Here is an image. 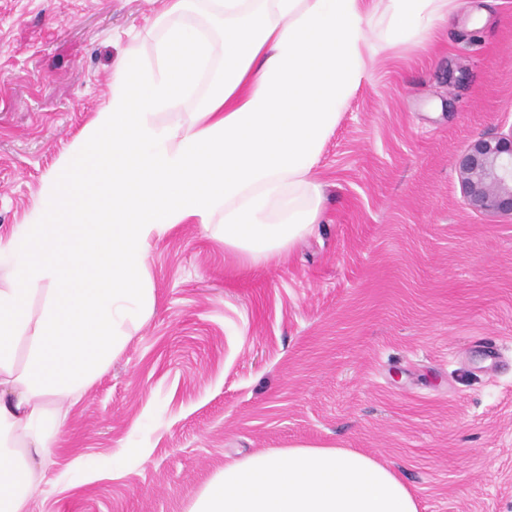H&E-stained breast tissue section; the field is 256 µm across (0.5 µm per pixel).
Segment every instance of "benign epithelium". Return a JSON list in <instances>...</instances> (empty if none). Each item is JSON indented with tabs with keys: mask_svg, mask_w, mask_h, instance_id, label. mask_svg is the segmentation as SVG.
<instances>
[{
	"mask_svg": "<svg viewBox=\"0 0 512 512\" xmlns=\"http://www.w3.org/2000/svg\"><path fill=\"white\" fill-rule=\"evenodd\" d=\"M457 168L470 205L512 217V126L472 141Z\"/></svg>",
	"mask_w": 512,
	"mask_h": 512,
	"instance_id": "obj_1",
	"label": "benign epithelium"
}]
</instances>
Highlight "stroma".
I'll return each mask as SVG.
<instances>
[{"instance_id":"1","label":"stroma","mask_w":512,"mask_h":512,"mask_svg":"<svg viewBox=\"0 0 512 512\" xmlns=\"http://www.w3.org/2000/svg\"><path fill=\"white\" fill-rule=\"evenodd\" d=\"M163 6L0 0L1 233ZM510 124L512 0H458L374 55L284 261L243 265L196 224L154 242V313L70 407L35 512H188L225 461L303 444L372 455L421 512H512V218L471 207L455 166Z\"/></svg>"}]
</instances>
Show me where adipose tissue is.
Masks as SVG:
<instances>
[{"mask_svg": "<svg viewBox=\"0 0 512 512\" xmlns=\"http://www.w3.org/2000/svg\"><path fill=\"white\" fill-rule=\"evenodd\" d=\"M454 8L455 0H166L144 44L116 62L108 104L44 177L25 222L0 236V512H34L63 402L77 401L130 327L152 315L153 242L197 224L243 263L286 258L321 222L313 172L374 46L427 34ZM215 69L218 83L200 91ZM192 96L184 120L158 123ZM189 512L420 504L366 453L298 445L225 464Z\"/></svg>", "mask_w": 512, "mask_h": 512, "instance_id": "1", "label": "adipose tissue"}]
</instances>
